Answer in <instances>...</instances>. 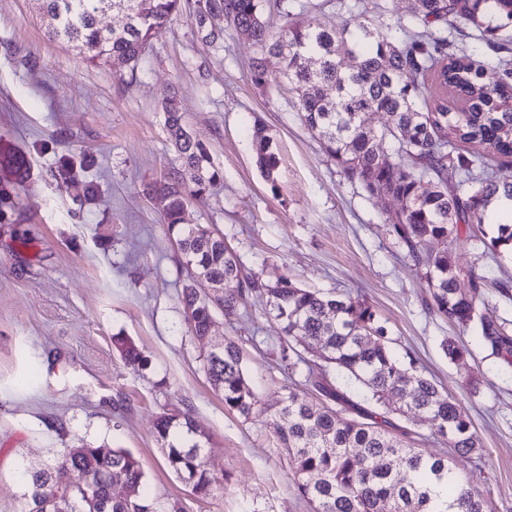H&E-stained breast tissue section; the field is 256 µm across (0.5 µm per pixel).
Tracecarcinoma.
<instances>
[{
  "label": "carcinoma",
  "mask_w": 512,
  "mask_h": 512,
  "mask_svg": "<svg viewBox=\"0 0 512 512\" xmlns=\"http://www.w3.org/2000/svg\"><path fill=\"white\" fill-rule=\"evenodd\" d=\"M267 0H40L52 39L66 41L85 61L105 65L114 58L136 67L140 58L188 13L211 44L224 40L223 29H206L213 14L261 51L253 64V83H269L268 64L295 84L296 108L303 123L318 134L324 152L343 177L358 183L371 198L389 197L384 223L422 269L430 309L470 329L485 349L512 364V336L486 313L485 277L474 266L453 259L463 229L490 223L489 206L512 202V0H418L400 34L371 19L328 30L303 17L288 0L276 3L278 22L266 16ZM108 12L129 16L126 27L100 26ZM481 41L493 52L480 60L460 47L459 37ZM451 85L457 99L448 103L437 89ZM166 128L192 185L181 171L163 174L149 192L160 200L164 224L185 265L210 282L219 294L200 296L186 283L180 302L185 321L200 343L209 340L216 312L228 321L240 318L239 302L262 299L266 313L281 325L280 360L288 376L300 372L321 395L309 400L294 390L263 404L248 383L242 353L233 340L218 355L206 352L204 372L224 399V408L248 420L272 419L278 447L286 450L294 484L312 512H495L482 475L459 472L446 457H424L410 432L391 417L416 414L431 418L434 433L461 457L480 454L481 444L461 402L425 377L410 352L393 346L388 330L366 301L349 293L301 288L283 277L266 283L244 276L224 238L209 227L186 224L188 207L206 199L219 177L205 145L188 134L175 99L166 106ZM384 112L388 123L377 131L367 114ZM257 163L276 187L279 157L273 140L256 122L252 127ZM392 154L384 153L383 144ZM0 168L22 180L28 160L19 152H0ZM442 244L434 253L430 242ZM484 251L512 254V222L497 224V235L482 241ZM468 278L470 288L459 282ZM315 338L323 360L360 391L372 408L355 404L331 385L327 370L315 369L295 345ZM126 365L143 368L148 358L128 336L112 337ZM450 362L466 367L470 351L454 342L445 347ZM155 433L164 446L168 468L198 499L224 493V475L204 462L207 438L198 434L188 408H165ZM58 486V500L46 501L40 481ZM145 473L125 449L84 443L60 450L42 468L24 469L21 512H91L89 499H110L112 485L130 494L112 501L110 512H154V501L141 492ZM450 480L452 504L443 508L431 496L434 480Z\"/></svg>",
  "instance_id": "carcinoma-1"
}]
</instances>
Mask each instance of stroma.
I'll list each match as a JSON object with an SVG mask.
<instances>
[{"mask_svg": "<svg viewBox=\"0 0 512 512\" xmlns=\"http://www.w3.org/2000/svg\"><path fill=\"white\" fill-rule=\"evenodd\" d=\"M259 55L229 27L221 45L209 44L183 17L136 68L92 65L48 37L36 0H0V148L30 163L22 182L0 174V512H20L22 468L84 441L132 452L157 512L173 502L184 512H310L268 419L225 410L184 318L186 271L147 196L180 165L163 111L173 95L219 172L188 223L223 235L242 274L366 300L397 349L463 402L482 451L456 464L481 470L496 512H512V368L429 308L381 203L323 153L292 84L253 85ZM257 119L280 156L272 184L256 165L249 127ZM455 257L479 265L488 312L512 331V297L498 292L512 282V256L492 258L465 242ZM239 311L233 324L216 316L211 334L241 346L261 402L290 388L309 394L303 377L280 365L279 324L252 296ZM118 333L136 342L146 368L124 364ZM451 340L468 347L466 367L445 355ZM183 400L209 439L210 468L224 475L223 494L206 501L167 468L155 437L158 414Z\"/></svg>", "mask_w": 512, "mask_h": 512, "instance_id": "stroma-1", "label": "stroma"}]
</instances>
